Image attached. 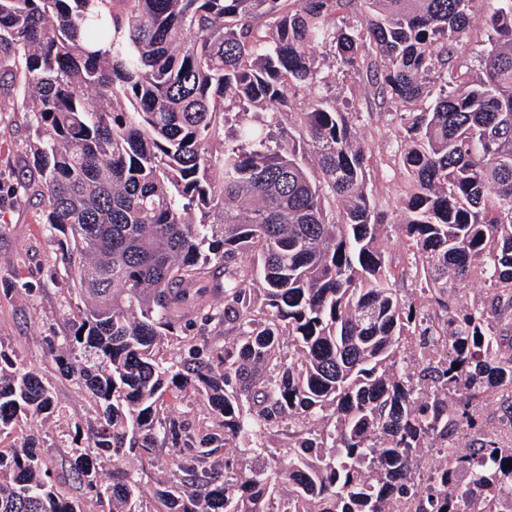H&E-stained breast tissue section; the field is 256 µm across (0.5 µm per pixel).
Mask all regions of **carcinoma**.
<instances>
[{
	"instance_id": "carcinoma-1",
	"label": "carcinoma",
	"mask_w": 512,
	"mask_h": 512,
	"mask_svg": "<svg viewBox=\"0 0 512 512\" xmlns=\"http://www.w3.org/2000/svg\"><path fill=\"white\" fill-rule=\"evenodd\" d=\"M0 49L73 285L50 361L95 407L66 486L52 383L0 351V512H512V444L448 458L488 390L512 424V0H0ZM373 112L377 113L373 115L371 120L367 117V120L360 124V132L367 141H374L385 152L388 144L385 141H381L380 135L383 133V127L388 123L389 117L381 115L378 113L379 111L373 110Z\"/></svg>"
}]
</instances>
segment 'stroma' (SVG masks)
I'll list each match as a JSON object with an SVG mask.
<instances>
[{
  "label": "stroma",
  "instance_id": "1",
  "mask_svg": "<svg viewBox=\"0 0 512 512\" xmlns=\"http://www.w3.org/2000/svg\"><path fill=\"white\" fill-rule=\"evenodd\" d=\"M25 107L9 77L0 78V283L12 280L35 287L30 295L0 291V347L48 377L67 418L74 421L89 417L91 407L47 356L48 336L63 330L69 317L60 244L45 230L40 200L16 191L30 178L26 160L32 132L25 123Z\"/></svg>",
  "mask_w": 512,
  "mask_h": 512
}]
</instances>
